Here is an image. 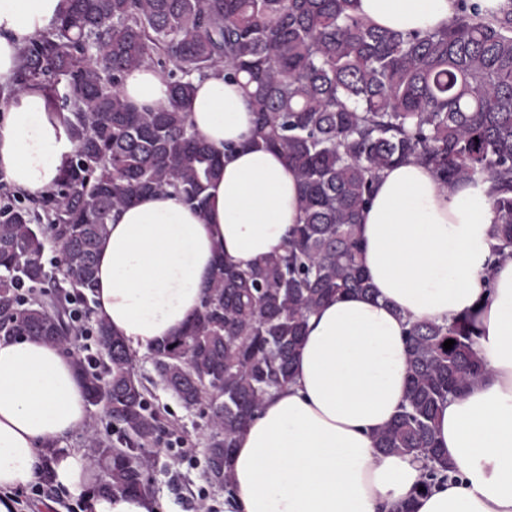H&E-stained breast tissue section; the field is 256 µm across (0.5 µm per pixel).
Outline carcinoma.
Returning <instances> with one entry per match:
<instances>
[{
	"label": "carcinoma",
	"instance_id": "carcinoma-1",
	"mask_svg": "<svg viewBox=\"0 0 512 512\" xmlns=\"http://www.w3.org/2000/svg\"><path fill=\"white\" fill-rule=\"evenodd\" d=\"M355 0H63L52 27L21 53L9 98L40 86L76 144L51 191L24 206L0 181V336L67 350L68 300L95 288L112 214L173 191L202 210L224 159L192 130L193 78L215 70L242 84L250 145L283 155L297 178L302 223L284 253L243 269L220 257L202 307L149 348L155 382L186 409H208L206 474L235 497L240 431L292 379L307 319L326 301L375 296L357 224L381 172L428 166L447 188L487 185L496 213L491 263L512 259V0H455L448 26L402 34L355 14ZM148 64L169 99L139 108L120 92ZM54 245L51 268L43 255ZM30 294L22 298L18 288ZM84 318L103 360L74 359L93 424L85 446L99 490L151 494L152 445L164 427L137 371L139 354L93 306ZM472 321H415L406 331L407 403L373 435L382 454L423 461L421 486L454 473L435 419L448 398L485 378ZM452 339L451 349L443 343Z\"/></svg>",
	"mask_w": 512,
	"mask_h": 512
}]
</instances>
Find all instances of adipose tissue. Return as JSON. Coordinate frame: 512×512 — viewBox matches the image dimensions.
I'll return each instance as SVG.
<instances>
[{
  "instance_id": "obj_1",
  "label": "adipose tissue",
  "mask_w": 512,
  "mask_h": 512,
  "mask_svg": "<svg viewBox=\"0 0 512 512\" xmlns=\"http://www.w3.org/2000/svg\"><path fill=\"white\" fill-rule=\"evenodd\" d=\"M62 0H0V85ZM365 21L409 33L447 26L454 0H357ZM120 91L139 106L167 103L166 79L144 65ZM193 130L228 150L200 211L172 192L147 194L112 218L100 243L93 306L144 352L174 334L203 300L214 261L248 267L282 253L301 223L285 159L254 150L252 105L240 85L210 73L186 105ZM75 145L47 95L30 87L0 107V176L32 196L53 188ZM495 214L485 189L441 186L416 161L386 169L358 228L375 297L325 302L306 325L293 380L267 398L237 438L234 512H512V260L490 264ZM469 316L485 381L442 405L439 445L455 467L415 494L421 461L377 453L372 435L407 395V320ZM85 390L73 359L26 337L0 340V512L39 476L44 446L83 427ZM56 484L86 496L87 512H157L146 494L92 492L83 452L63 450Z\"/></svg>"
}]
</instances>
